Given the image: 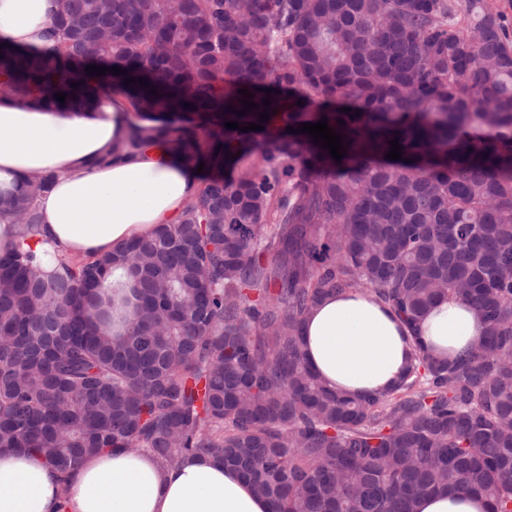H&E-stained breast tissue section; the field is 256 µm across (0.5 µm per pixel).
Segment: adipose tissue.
<instances>
[{
	"instance_id": "obj_1",
	"label": "adipose tissue",
	"mask_w": 512,
	"mask_h": 512,
	"mask_svg": "<svg viewBox=\"0 0 512 512\" xmlns=\"http://www.w3.org/2000/svg\"><path fill=\"white\" fill-rule=\"evenodd\" d=\"M54 10L55 0H0V34L39 44ZM139 121L120 97L80 111L1 100L0 193L27 175L52 173L56 180L36 201L42 222L30 233L0 224V250L33 251L48 273L60 261L101 256L176 223L199 186L196 170L154 146L109 166L92 163ZM302 332L309 367L331 389L352 396L396 386L411 353L394 310L356 291L324 298L306 315ZM421 334L445 357L476 346L484 328L469 306L443 301L424 318ZM0 512H269V505L235 469L210 456L166 465L145 452L107 450L63 478L41 454L5 448Z\"/></svg>"
}]
</instances>
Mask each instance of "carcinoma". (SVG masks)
<instances>
[{
    "label": "carcinoma",
    "instance_id": "cac0c4a2",
    "mask_svg": "<svg viewBox=\"0 0 512 512\" xmlns=\"http://www.w3.org/2000/svg\"><path fill=\"white\" fill-rule=\"evenodd\" d=\"M241 89L259 108L237 114ZM116 92L154 121L128 150L162 144L211 176L177 223L107 255L47 274L31 251L0 253V448L61 475L104 450L213 455L271 512L473 492L512 512L502 15L485 0H57L39 45L0 35V100L82 109ZM323 118L339 162L296 131ZM53 180L0 195V223H42ZM354 289L412 333L401 381L365 397L330 389L302 338L313 307ZM442 299L476 312L477 347L440 358L418 336Z\"/></svg>",
    "mask_w": 512,
    "mask_h": 512
}]
</instances>
